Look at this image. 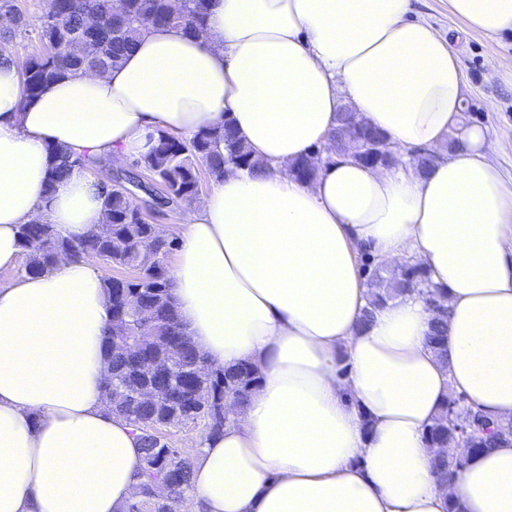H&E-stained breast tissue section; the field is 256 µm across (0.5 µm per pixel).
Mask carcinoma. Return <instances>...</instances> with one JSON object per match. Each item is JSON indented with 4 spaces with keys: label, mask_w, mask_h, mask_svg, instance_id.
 <instances>
[{
    "label": "carcinoma",
    "mask_w": 512,
    "mask_h": 512,
    "mask_svg": "<svg viewBox=\"0 0 512 512\" xmlns=\"http://www.w3.org/2000/svg\"><path fill=\"white\" fill-rule=\"evenodd\" d=\"M12 24L0 28V57L12 58L10 46L25 33L28 23L18 0H0V17ZM207 0H183L181 9L171 0H124L123 11L113 9V0H47L38 38L43 51L22 64L26 91L34 95L48 81L65 73L103 72L121 65L137 38L148 25L179 26L187 33L204 36ZM80 158L66 151L55 152L50 183L68 176ZM133 166L147 173L159 186L157 203L167 205L189 201L201 187L200 167L214 179L230 170L259 167L238 138L231 122L203 130L190 140L165 132L158 135L149 152L137 157ZM104 196L103 224L98 232L83 238L62 236L53 225L35 219L19 227V246L25 257L23 273L44 274L56 262V255L93 257L104 264L132 272L130 276L106 278L112 319L105 332L110 356V374L103 395L111 399L113 414L139 431L143 460L139 470L142 484L155 481L168 485L165 503H153L140 496L124 512H179L191 491L192 454L171 441L169 429L203 423L207 434L224 431L228 420L224 401L245 407L259 375L248 363L211 368L194 344L187 326L180 320L166 265L176 249L177 239L160 238L154 225L146 223L140 209L130 200L129 189L119 182L101 184ZM372 309L364 311L359 327H365L373 310L398 296L415 293L425 299L433 292L425 268L409 264L401 269L381 265L369 277ZM152 316L148 330L137 325V313ZM447 315H433L429 344L437 356L445 355ZM482 427L476 430L479 448L497 443V437L512 435V421L495 426L479 415ZM455 424L448 419V405L427 427L429 446L447 442ZM464 459L436 457V479L453 478Z\"/></svg>",
    "instance_id": "cac0c4a2"
}]
</instances>
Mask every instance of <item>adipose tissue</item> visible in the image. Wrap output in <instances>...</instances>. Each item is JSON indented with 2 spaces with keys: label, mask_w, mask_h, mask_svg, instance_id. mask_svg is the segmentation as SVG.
Returning a JSON list of instances; mask_svg holds the SVG:
<instances>
[{
  "label": "adipose tissue",
  "mask_w": 512,
  "mask_h": 512,
  "mask_svg": "<svg viewBox=\"0 0 512 512\" xmlns=\"http://www.w3.org/2000/svg\"><path fill=\"white\" fill-rule=\"evenodd\" d=\"M466 30L512 33V0H448ZM465 77L414 0H208L206 35L148 27L123 63L27 95L0 64V270L35 218L97 232L99 161L231 121L259 166L179 210L169 271L181 321L216 368L260 381L205 440L184 512H512V443L467 454L448 489L425 431L451 395L512 419V188L483 128L460 124ZM397 150L458 147L421 172L337 155L343 104ZM85 159L51 182L54 151ZM320 154L309 184L292 163ZM424 264L448 305L372 300L356 251ZM111 320L92 258L0 283V512H121L139 483L138 433L102 395ZM429 306L435 313H447V306L439 301L437 297L429 299ZM447 314L439 315L433 313L431 336H429V344L437 356L445 355L444 340L447 332Z\"/></svg>",
  "instance_id": "adipose-tissue-1"
}]
</instances>
